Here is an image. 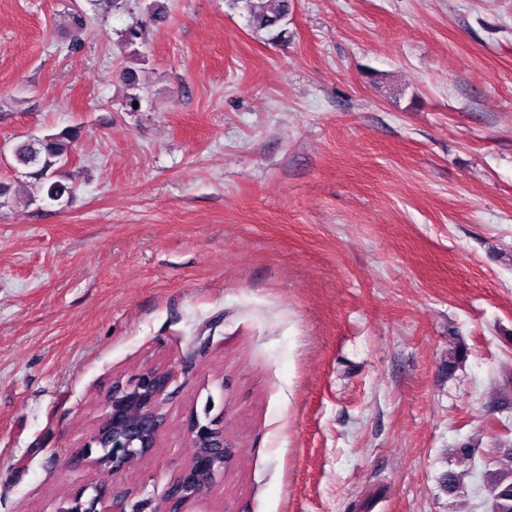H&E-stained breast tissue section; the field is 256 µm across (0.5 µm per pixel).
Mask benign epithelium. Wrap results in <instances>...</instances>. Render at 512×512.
Here are the masks:
<instances>
[{"instance_id": "7a95c632", "label": "benign epithelium", "mask_w": 512, "mask_h": 512, "mask_svg": "<svg viewBox=\"0 0 512 512\" xmlns=\"http://www.w3.org/2000/svg\"><path fill=\"white\" fill-rule=\"evenodd\" d=\"M171 380V372L147 367L125 381H113L105 397L103 415L78 457L117 475L128 469L133 454L149 456L165 427L162 405ZM185 429L194 452L168 491L169 504L200 496L202 486L213 488L224 477L232 458L219 418L202 420L192 412L186 418ZM95 449L101 451L100 456H93ZM56 512H126V503L107 490H97L88 499L78 491L64 498Z\"/></svg>"}]
</instances>
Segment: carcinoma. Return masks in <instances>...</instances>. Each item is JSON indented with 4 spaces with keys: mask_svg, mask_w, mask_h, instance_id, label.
Returning a JSON list of instances; mask_svg holds the SVG:
<instances>
[{
    "mask_svg": "<svg viewBox=\"0 0 512 512\" xmlns=\"http://www.w3.org/2000/svg\"><path fill=\"white\" fill-rule=\"evenodd\" d=\"M251 23L255 30H266L277 26L288 14V0H244ZM143 24L137 21L120 32L123 45L133 46L142 38ZM119 79L127 86L124 104L129 112L136 111L134 103L141 102V96L135 93L139 89L140 79L131 70L119 73ZM76 138L75 131L64 129L48 135L36 142L18 143L12 148L14 160L32 169L34 188L45 193L53 201L71 194V187L53 180V168L66 164L72 144ZM486 495L491 505V512H512V458L497 463V468L488 471L485 485Z\"/></svg>",
    "mask_w": 512,
    "mask_h": 512,
    "instance_id": "obj_1",
    "label": "carcinoma"
}]
</instances>
